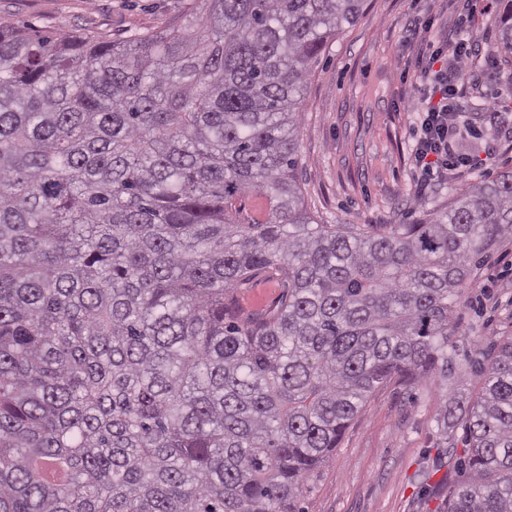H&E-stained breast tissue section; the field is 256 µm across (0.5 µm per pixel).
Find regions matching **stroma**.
I'll return each mask as SVG.
<instances>
[{"instance_id":"1","label":"stroma","mask_w":512,"mask_h":512,"mask_svg":"<svg viewBox=\"0 0 512 512\" xmlns=\"http://www.w3.org/2000/svg\"><path fill=\"white\" fill-rule=\"evenodd\" d=\"M495 0H479L459 20L452 0H366L355 26L328 42L300 103L298 151L304 205L320 224H363L383 230L417 224L447 208L462 185L512 170V142L490 124L492 104L512 107V65L491 64L498 38ZM199 0H0V21L46 36L166 29L200 11ZM430 20L427 37H472L470 82L463 101L476 145L496 144L492 159L448 182L432 179L412 162L418 132L412 108L425 78L417 42L407 38L410 16ZM457 360L490 355L512 338V234L501 237L465 281L456 307ZM470 372L439 378L395 379L380 386L345 430L336 451L308 477L302 512H445L452 486L468 473L463 430L446 445L436 419L446 393L477 395Z\"/></svg>"}]
</instances>
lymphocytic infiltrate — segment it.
Instances as JSON below:
<instances>
[{
    "label": "lymphocytic infiltrate",
    "instance_id": "obj_1",
    "mask_svg": "<svg viewBox=\"0 0 512 512\" xmlns=\"http://www.w3.org/2000/svg\"><path fill=\"white\" fill-rule=\"evenodd\" d=\"M470 55L469 41L462 38L452 47L435 48L421 59L424 71L434 73L435 81L414 103L420 130L413 162L415 168L441 180L457 178L493 154L488 145L480 151L462 148L470 134V122L458 99V85Z\"/></svg>",
    "mask_w": 512,
    "mask_h": 512
}]
</instances>
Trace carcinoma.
I'll use <instances>...</instances> for the list:
<instances>
[{
	"instance_id": "carcinoma-1",
	"label": "carcinoma",
	"mask_w": 512,
	"mask_h": 512,
	"mask_svg": "<svg viewBox=\"0 0 512 512\" xmlns=\"http://www.w3.org/2000/svg\"><path fill=\"white\" fill-rule=\"evenodd\" d=\"M201 2L121 41L0 22V512H296L377 388L448 379L459 288L512 233V172L419 224L314 223L298 104L364 0ZM263 273L279 300L241 313ZM458 420L447 512H512V339Z\"/></svg>"
}]
</instances>
